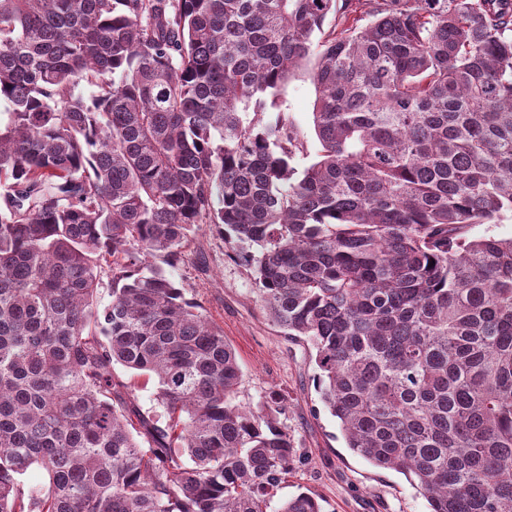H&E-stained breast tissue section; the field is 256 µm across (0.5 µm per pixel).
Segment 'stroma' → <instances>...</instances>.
Here are the masks:
<instances>
[{"label":"stroma","instance_id":"35a3bbf8","mask_svg":"<svg viewBox=\"0 0 512 512\" xmlns=\"http://www.w3.org/2000/svg\"><path fill=\"white\" fill-rule=\"evenodd\" d=\"M315 87L306 71L292 76L281 101L307 138H314L311 104ZM198 240L205 264L195 257L170 267L186 296L224 330L242 366L239 401L259 408L273 390L286 398L280 417L293 435L301 461L280 490L286 498L313 493L325 512H428L425 497L405 476L376 468L347 448L339 425L316 390L317 369L306 344L288 339L265 315L253 292V271L234 260L223 239L202 227Z\"/></svg>","mask_w":512,"mask_h":512}]
</instances>
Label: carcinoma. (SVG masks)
<instances>
[{
    "instance_id": "carcinoma-1",
    "label": "carcinoma",
    "mask_w": 512,
    "mask_h": 512,
    "mask_svg": "<svg viewBox=\"0 0 512 512\" xmlns=\"http://www.w3.org/2000/svg\"><path fill=\"white\" fill-rule=\"evenodd\" d=\"M2 100L0 512H324L276 501L284 397L237 401L170 277L202 224L347 448L429 512H512V238L467 236L512 214V0H0ZM314 98L315 87L309 74L304 70L297 72L288 80L281 95L283 107L288 108L296 125L308 138L312 152L316 145L311 114V104ZM131 399L139 405L143 411H150L155 418L160 422L159 425H163L165 421L164 410L161 406H159L155 400L156 393V385L154 382L150 381L148 384L144 385L142 379H140L139 384L132 391Z\"/></svg>"
}]
</instances>
